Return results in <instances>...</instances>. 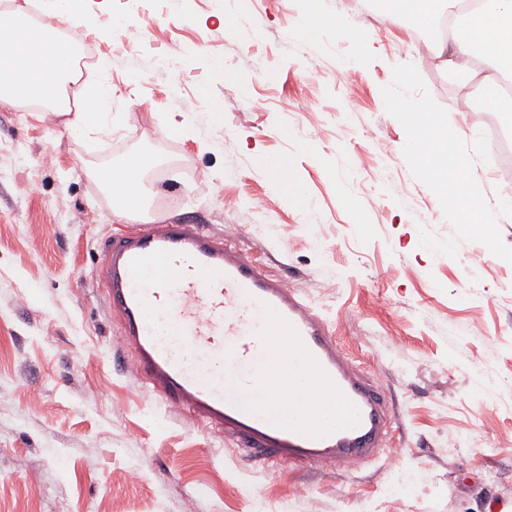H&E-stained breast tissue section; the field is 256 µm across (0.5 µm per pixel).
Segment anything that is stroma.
Listing matches in <instances>:
<instances>
[{
  "instance_id": "35a3bbf8",
  "label": "stroma",
  "mask_w": 512,
  "mask_h": 512,
  "mask_svg": "<svg viewBox=\"0 0 512 512\" xmlns=\"http://www.w3.org/2000/svg\"><path fill=\"white\" fill-rule=\"evenodd\" d=\"M405 8L69 0L83 22L60 34L93 53L85 78L109 79L112 117L70 129L58 113L0 103V512L512 505V263L471 265V241L453 258L421 246V230L445 240L455 228L413 176L381 89L412 64L466 145L484 118L467 107V83L420 65ZM313 58L322 71L309 83ZM186 113L194 125L176 130ZM131 154L152 161L151 217L236 225L383 377L394 448L365 465L246 467L231 439L139 380L95 279L101 243L121 228L97 173Z\"/></svg>"
}]
</instances>
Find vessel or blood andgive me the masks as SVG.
<instances>
[{
  "instance_id": "1",
  "label": "vessel or blood",
  "mask_w": 512,
  "mask_h": 512,
  "mask_svg": "<svg viewBox=\"0 0 512 512\" xmlns=\"http://www.w3.org/2000/svg\"><path fill=\"white\" fill-rule=\"evenodd\" d=\"M101 252L96 279L140 380L163 404L230 436L242 462L363 463L393 446L383 382L238 236L135 224Z\"/></svg>"
}]
</instances>
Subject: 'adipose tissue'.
Segmentation results:
<instances>
[{
    "mask_svg": "<svg viewBox=\"0 0 512 512\" xmlns=\"http://www.w3.org/2000/svg\"><path fill=\"white\" fill-rule=\"evenodd\" d=\"M465 37L454 43L440 42L432 49L437 65L454 70L461 55L470 46L479 45L492 53L495 70L466 74L478 84H495L499 70L512 71V0H477ZM41 21L30 24L23 8L13 12V32L0 35V102H28L44 105L47 111L70 114V126H96L112 107V89L106 81L73 86L72 64L77 46L63 40L58 31L60 20L77 23L68 0H41ZM78 99L80 112H71L70 99ZM145 160L137 154L127 157L118 167L100 172L99 178L112 195V213L121 220L130 216L128 198L141 197V173Z\"/></svg>",
    "mask_w": 512,
    "mask_h": 512,
    "instance_id": "ef3b65f1",
    "label": "adipose tissue"
}]
</instances>
